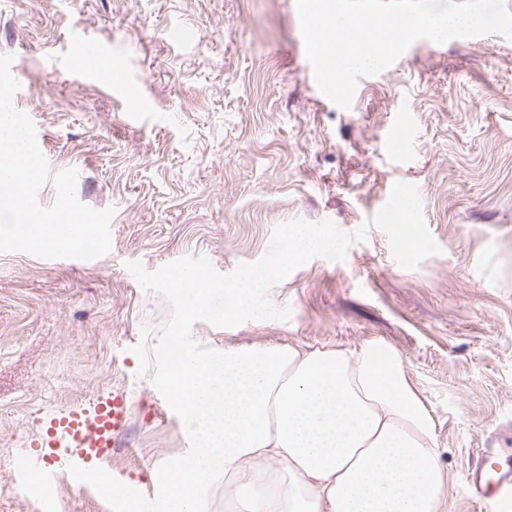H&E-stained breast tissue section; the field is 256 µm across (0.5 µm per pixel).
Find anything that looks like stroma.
<instances>
[{
    "mask_svg": "<svg viewBox=\"0 0 512 512\" xmlns=\"http://www.w3.org/2000/svg\"><path fill=\"white\" fill-rule=\"evenodd\" d=\"M174 27L194 41L169 42ZM85 40L141 86L143 119L89 72L76 53ZM0 54L14 57L13 105L48 161L40 205L57 198L54 174L74 168L78 199L114 210L99 258L0 252V456L54 469L57 512H79L83 495L72 459L45 444L63 409L125 397L123 444L107 466L146 499L151 469L187 446L186 423L151 376L137 377L132 352L156 343L170 305L128 263L154 272L203 256L227 274L261 259L278 224L355 231L397 179L418 187L440 254L404 269L374 229L345 261L312 260L272 289L290 320L199 322L192 335L212 348L386 344L435 422L441 512H487L465 478L496 431L512 430V40L416 41L360 79L347 110L319 95L296 0H0ZM402 110L414 150L397 163L384 135Z\"/></svg>",
    "mask_w": 512,
    "mask_h": 512,
    "instance_id": "35a3bbf8",
    "label": "stroma"
}]
</instances>
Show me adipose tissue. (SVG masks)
Returning <instances> with one entry per match:
<instances>
[{
  "label": "adipose tissue",
  "mask_w": 512,
  "mask_h": 512,
  "mask_svg": "<svg viewBox=\"0 0 512 512\" xmlns=\"http://www.w3.org/2000/svg\"><path fill=\"white\" fill-rule=\"evenodd\" d=\"M160 382L188 447L152 469L171 512H439L434 420L401 357L357 347L180 339Z\"/></svg>",
  "instance_id": "1"
}]
</instances>
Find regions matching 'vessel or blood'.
<instances>
[{"mask_svg":"<svg viewBox=\"0 0 512 512\" xmlns=\"http://www.w3.org/2000/svg\"><path fill=\"white\" fill-rule=\"evenodd\" d=\"M95 58L101 72L113 75L115 86L123 88L126 95H136V88L126 83L123 68L118 62L100 51L96 52ZM384 145L393 158L401 159L411 154L413 137L407 113H398L394 118L387 129ZM124 419L122 397H101L88 406L53 417L48 429L49 444L79 460L104 456L110 453L113 439ZM11 470L16 475L30 478L42 494H54L56 484L52 472L47 469L33 471L29 457L16 458ZM467 490L474 501L493 502L507 512L512 507V456L487 449L478 452L467 473Z\"/></svg>","mask_w":512,"mask_h":512,"instance_id":"b4317fda","label":"vessel or blood"}]
</instances>
